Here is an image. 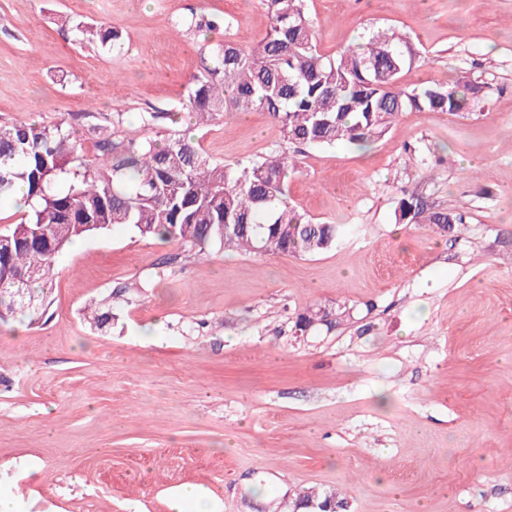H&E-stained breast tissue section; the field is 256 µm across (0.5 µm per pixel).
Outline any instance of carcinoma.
<instances>
[{
  "label": "carcinoma",
  "instance_id": "obj_1",
  "mask_svg": "<svg viewBox=\"0 0 512 512\" xmlns=\"http://www.w3.org/2000/svg\"><path fill=\"white\" fill-rule=\"evenodd\" d=\"M271 23L252 48L224 41L189 79L182 110L197 125L221 112L259 109L279 124L289 143L328 147L339 141L363 146L390 129L407 112L456 114L468 105L459 92L442 86L407 90L403 70L415 59L408 41L379 31L364 44L337 56L321 54L304 0H262ZM80 40L121 48L122 36L103 27L82 26ZM94 155L73 128L62 123L0 124V208L26 190L20 221L0 234L11 248L0 250V276L27 289L0 320L34 318L58 255L74 237L104 233L115 225L141 237L178 242L196 254L233 249L245 254H316L342 236L335 224H314L288 203L286 178L296 169L286 152L245 165L212 161L195 142L170 135L162 140L115 141L101 127ZM424 216L439 233L464 225L460 213L425 212L405 189L400 218ZM92 228L79 231L78 226ZM115 295L88 316L103 327L112 319ZM296 506L313 512H344L335 493L305 491Z\"/></svg>",
  "mask_w": 512,
  "mask_h": 512
}]
</instances>
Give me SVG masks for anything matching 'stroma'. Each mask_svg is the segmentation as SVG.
<instances>
[{
    "label": "stroma",
    "instance_id": "35a3bbf8",
    "mask_svg": "<svg viewBox=\"0 0 512 512\" xmlns=\"http://www.w3.org/2000/svg\"><path fill=\"white\" fill-rule=\"evenodd\" d=\"M318 50L378 28L416 59L403 88L471 81L456 113L408 112L366 147L296 149L266 113H176L211 48L255 46L259 0H0V123L113 113L118 140L191 136L216 162L285 151L288 200L348 236L313 255H197L127 228L75 238L44 313L0 323V495L17 512H512V0H305ZM217 16L209 35L191 18ZM122 34L121 51L75 37ZM460 235L398 219L403 190ZM126 289L103 327L85 310ZM329 322L304 329L300 314ZM427 224L435 226L440 234L454 233L464 225V217L461 213L448 211H430L424 216ZM348 502L339 497L336 493H322L318 494L312 491H304L298 498L296 507L299 509H311V511H345L348 507ZM336 512V511H335Z\"/></svg>",
    "mask_w": 512,
    "mask_h": 512
}]
</instances>
